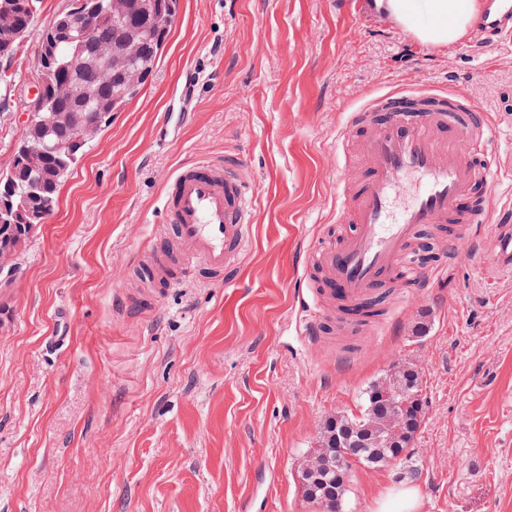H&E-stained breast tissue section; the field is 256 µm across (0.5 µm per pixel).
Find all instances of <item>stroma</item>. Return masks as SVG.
<instances>
[{"mask_svg":"<svg viewBox=\"0 0 512 512\" xmlns=\"http://www.w3.org/2000/svg\"><path fill=\"white\" fill-rule=\"evenodd\" d=\"M74 0H40L0 70V172L25 132L44 26ZM469 33L433 48L369 0H179L158 66L113 113L60 189L52 216L0 280V512H319L297 467L323 421L357 412L401 360L427 406L418 468L356 469L348 512L413 483L420 512H512V270L487 275L489 245L392 299L390 334L311 344L294 291L306 250L335 232L334 146L368 95L452 88L493 126L512 166V43ZM196 71L194 110L175 88ZM170 119L165 148L154 128ZM244 159L254 240L232 282L201 265L142 279L179 166ZM427 319L415 340L413 327Z\"/></svg>","mask_w":512,"mask_h":512,"instance_id":"1","label":"stroma"}]
</instances>
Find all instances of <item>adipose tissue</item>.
<instances>
[{
	"instance_id": "1",
	"label": "adipose tissue",
	"mask_w": 512,
	"mask_h": 512,
	"mask_svg": "<svg viewBox=\"0 0 512 512\" xmlns=\"http://www.w3.org/2000/svg\"><path fill=\"white\" fill-rule=\"evenodd\" d=\"M372 6L421 44L447 47L469 33L483 4L481 0H373Z\"/></svg>"
}]
</instances>
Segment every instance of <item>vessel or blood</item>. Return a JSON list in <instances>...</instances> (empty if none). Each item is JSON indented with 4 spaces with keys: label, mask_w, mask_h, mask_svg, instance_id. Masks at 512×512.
I'll list each match as a JSON object with an SVG mask.
<instances>
[{
    "label": "vessel or blood",
    "mask_w": 512,
    "mask_h": 512,
    "mask_svg": "<svg viewBox=\"0 0 512 512\" xmlns=\"http://www.w3.org/2000/svg\"><path fill=\"white\" fill-rule=\"evenodd\" d=\"M484 41L512 36V0H488L480 24ZM346 129L362 128L365 167L354 193L336 192L339 221L352 224L340 244L311 250L299 281V330L316 343L337 327L383 328L393 312L382 307L389 289L425 285L440 270L432 255L408 262L420 230L447 227L453 246L493 226L491 263L512 269V211L487 206L491 164L486 154L490 121L476 105L443 95L397 91L368 98L347 115ZM239 155L180 168L168 184V231L155 237L147 270L169 275L177 255L202 261L219 278H231L252 230L254 195ZM418 188L396 203L398 181Z\"/></svg>",
    "instance_id": "1"
}]
</instances>
